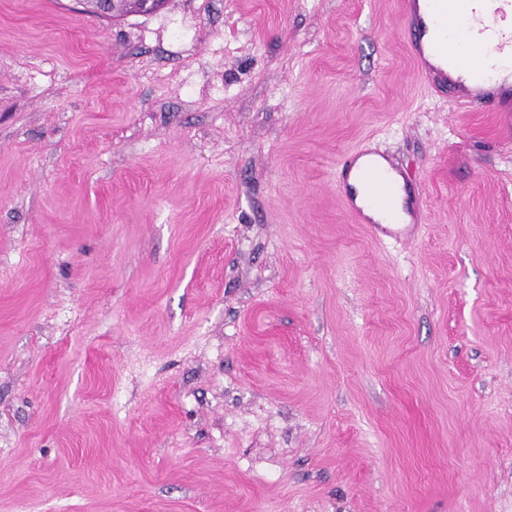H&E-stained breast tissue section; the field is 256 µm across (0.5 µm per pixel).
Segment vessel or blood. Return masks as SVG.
<instances>
[{"instance_id": "b4317fda", "label": "vessel or blood", "mask_w": 512, "mask_h": 512, "mask_svg": "<svg viewBox=\"0 0 512 512\" xmlns=\"http://www.w3.org/2000/svg\"><path fill=\"white\" fill-rule=\"evenodd\" d=\"M449 0H406V34L411 56L420 74L435 84L468 93L482 90L500 123L512 122V0H492L463 14L457 27H448ZM471 41L481 60L471 63L457 55L455 44ZM364 176L375 186L370 207L392 215L393 200L381 191L388 176L371 165Z\"/></svg>"}]
</instances>
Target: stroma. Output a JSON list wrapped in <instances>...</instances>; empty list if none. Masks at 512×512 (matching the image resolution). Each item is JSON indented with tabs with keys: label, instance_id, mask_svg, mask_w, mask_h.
<instances>
[{
	"label": "stroma",
	"instance_id": "obj_1",
	"mask_svg": "<svg viewBox=\"0 0 512 512\" xmlns=\"http://www.w3.org/2000/svg\"><path fill=\"white\" fill-rule=\"evenodd\" d=\"M403 0H0V512H512V129ZM372 149L417 213L340 194ZM161 0H135L132 2L140 12L150 13L158 10L161 6ZM121 3L119 0H97L98 12L101 15H107L112 13V18H121L133 13H140L135 10H126L124 12H117L118 4Z\"/></svg>",
	"mask_w": 512,
	"mask_h": 512
}]
</instances>
